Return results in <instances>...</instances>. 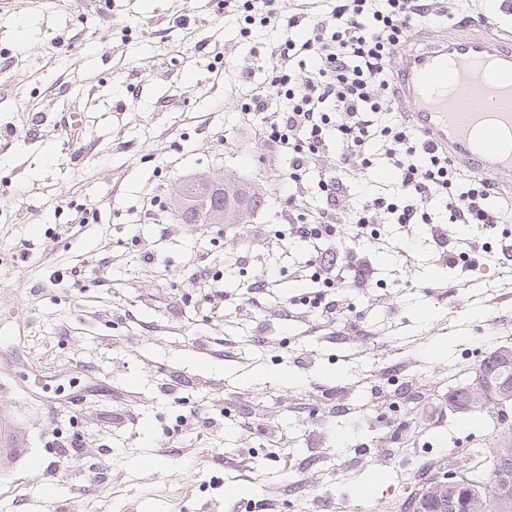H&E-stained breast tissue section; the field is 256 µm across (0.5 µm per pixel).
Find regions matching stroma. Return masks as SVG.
<instances>
[{
	"label": "stroma",
	"mask_w": 512,
	"mask_h": 512,
	"mask_svg": "<svg viewBox=\"0 0 512 512\" xmlns=\"http://www.w3.org/2000/svg\"><path fill=\"white\" fill-rule=\"evenodd\" d=\"M108 2L14 0L0 14V415L18 447L0 512H412L404 485L423 460L449 455L465 473L512 440L497 408L448 407L482 358L512 347V266L496 251L472 269L439 259L483 230L447 223L438 242L416 225L406 257L398 225H377L360 243L377 285L350 292L354 325L287 310L306 291L303 242L235 262L256 226L279 230L287 163L241 125L234 76L210 69L220 50L263 81L254 49L273 33L241 39L217 0ZM73 107L74 143L57 129ZM199 175L254 183L264 205L246 224L179 223L175 190ZM148 189L161 200L149 218ZM77 204L93 216L62 235ZM200 257L229 296L215 310L191 286ZM263 275L277 293L238 307ZM446 340L450 355L429 353ZM373 371L419 394L399 426L349 413L371 402L356 382ZM409 430L417 443L396 451ZM270 432L287 447H268ZM74 435L72 468L50 472L56 438Z\"/></svg>",
	"instance_id": "stroma-1"
}]
</instances>
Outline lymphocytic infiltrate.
I'll return each mask as SVG.
<instances>
[{"label": "lymphocytic infiltrate", "instance_id": "1", "mask_svg": "<svg viewBox=\"0 0 512 512\" xmlns=\"http://www.w3.org/2000/svg\"><path fill=\"white\" fill-rule=\"evenodd\" d=\"M324 10L281 16L273 0H222L225 9H244L252 25L285 30V37L263 52L258 68L265 83L239 74L237 93L242 124L261 116L260 139L285 157V195L280 215L284 230L257 228L255 247L282 249L287 239L307 243L304 278L318 291L305 299L318 317L349 319V291L369 287L373 269L357 241L374 236L382 220L430 224L432 203L443 201L448 221L496 231L512 218V207L494 203L495 192L475 174H463L441 149L403 118L390 82L394 49L411 28L439 18L454 20L436 0H321ZM334 155L336 166L320 172L319 162ZM383 162L396 173L388 194L354 199L349 177ZM318 188L319 203L310 190ZM349 211L355 243L336 254V214Z\"/></svg>", "mask_w": 512, "mask_h": 512}]
</instances>
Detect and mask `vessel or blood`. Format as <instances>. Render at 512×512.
Masks as SVG:
<instances>
[{
  "mask_svg": "<svg viewBox=\"0 0 512 512\" xmlns=\"http://www.w3.org/2000/svg\"><path fill=\"white\" fill-rule=\"evenodd\" d=\"M400 103L449 159L512 193V35L421 25L394 53Z\"/></svg>",
  "mask_w": 512,
  "mask_h": 512,
  "instance_id": "obj_1",
  "label": "vessel or blood"
}]
</instances>
